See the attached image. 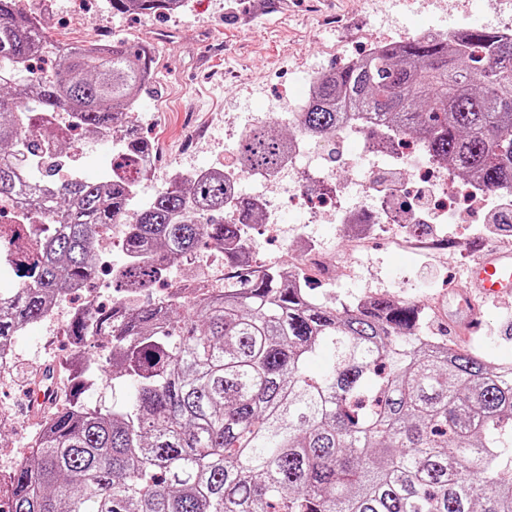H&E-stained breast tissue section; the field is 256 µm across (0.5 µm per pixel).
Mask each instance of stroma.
<instances>
[{
    "instance_id": "1",
    "label": "stroma",
    "mask_w": 512,
    "mask_h": 512,
    "mask_svg": "<svg viewBox=\"0 0 512 512\" xmlns=\"http://www.w3.org/2000/svg\"><path fill=\"white\" fill-rule=\"evenodd\" d=\"M252 0H190L178 14L115 13L101 0H23L51 41L85 39L94 32L155 49L154 78L139 94L134 123L158 154L154 172L136 189V202L153 198L176 177L223 168L236 149L224 132V115L264 112L300 93L303 74L318 66L342 67L366 48V35L400 41L427 18L447 28L460 0H287L283 8L257 12ZM281 223L318 240L337 260L331 279L312 280L329 303L383 295L424 305L430 329L449 342L479 343L486 360L512 364V293L484 305L479 332L461 324L456 293L465 269L482 249L501 238L487 224H433L428 235L453 236L454 244L412 249L378 236L355 247L333 224H311L288 190L278 193ZM16 358L0 372V475L30 451L42 418L27 396L46 365L66 353L63 327L28 325L14 339ZM110 350L88 344L86 357L98 378L84 395L102 411H123L133 395L120 371H108Z\"/></svg>"
}]
</instances>
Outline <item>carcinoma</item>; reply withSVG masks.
<instances>
[{"mask_svg": "<svg viewBox=\"0 0 512 512\" xmlns=\"http://www.w3.org/2000/svg\"><path fill=\"white\" fill-rule=\"evenodd\" d=\"M118 12H171L180 0H105ZM52 52L50 72L30 65ZM152 56L122 40L62 52L24 10L0 0V201L18 198L29 224H0L23 285L0 306V345L13 343L53 300L96 275L98 235L126 220L112 286L131 308L78 310L55 405L6 483L7 512H512V365L424 332L416 302L371 297L332 305L279 269L244 262L252 199L224 173L176 179L132 208L148 176L89 182L72 171L58 191L43 138L74 146L122 126L151 82ZM69 114L54 134L32 116ZM299 126L324 137L346 123L388 146L414 137L453 177L512 187V35L473 28L454 40L406 39L319 80ZM291 140L258 126L237 143L242 171L270 172ZM130 157L152 149L137 131ZM233 209L230 223L211 218ZM224 249V291L158 307L147 292L200 243ZM182 336L176 345L169 337ZM112 344L109 363L135 388L129 408L87 405L95 384L81 348ZM322 350L329 368L310 375Z\"/></svg>", "mask_w": 512, "mask_h": 512, "instance_id": "cac0c4a2", "label": "carcinoma"}]
</instances>
